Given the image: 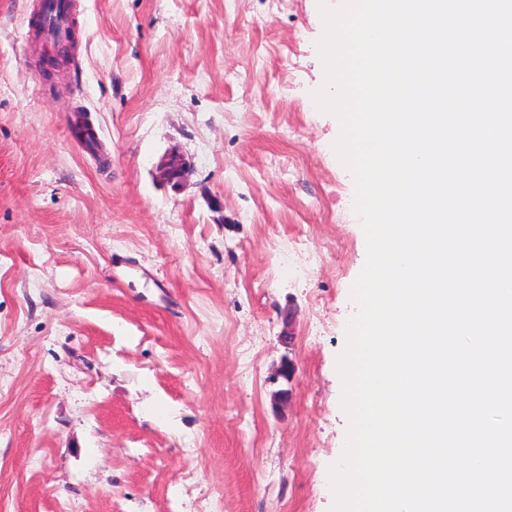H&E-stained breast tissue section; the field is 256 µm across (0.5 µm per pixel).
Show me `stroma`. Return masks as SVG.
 <instances>
[{"instance_id":"obj_1","label":"stroma","mask_w":512,"mask_h":512,"mask_svg":"<svg viewBox=\"0 0 512 512\" xmlns=\"http://www.w3.org/2000/svg\"><path fill=\"white\" fill-rule=\"evenodd\" d=\"M76 2L47 75L0 0V512H330L366 240L318 2ZM186 167L187 164L183 157L177 154H172L161 165L160 173L167 183L177 189L182 184Z\"/></svg>"}]
</instances>
